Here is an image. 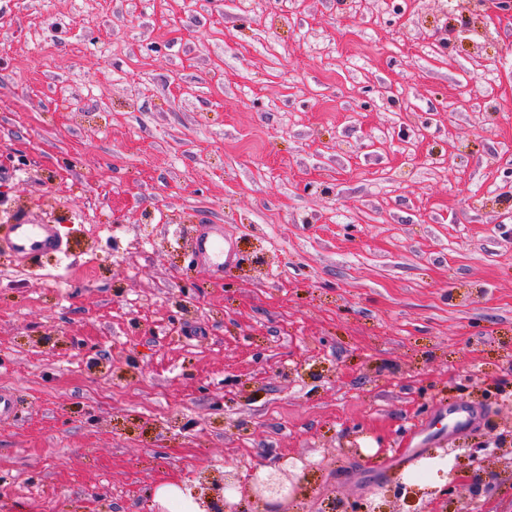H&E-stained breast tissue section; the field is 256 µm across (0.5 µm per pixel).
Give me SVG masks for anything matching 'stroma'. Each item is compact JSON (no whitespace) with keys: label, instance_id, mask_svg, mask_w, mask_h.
Returning a JSON list of instances; mask_svg holds the SVG:
<instances>
[{"label":"stroma","instance_id":"1","mask_svg":"<svg viewBox=\"0 0 512 512\" xmlns=\"http://www.w3.org/2000/svg\"><path fill=\"white\" fill-rule=\"evenodd\" d=\"M463 2L0 0V234L66 248L0 249V512L281 460L293 512H512V12ZM0 246L20 260L66 251L54 224H29L23 217L9 224L7 231L0 236ZM193 250L197 259L208 261L210 255L219 259L224 255V227L220 224H205L196 234Z\"/></svg>","mask_w":512,"mask_h":512}]
</instances>
